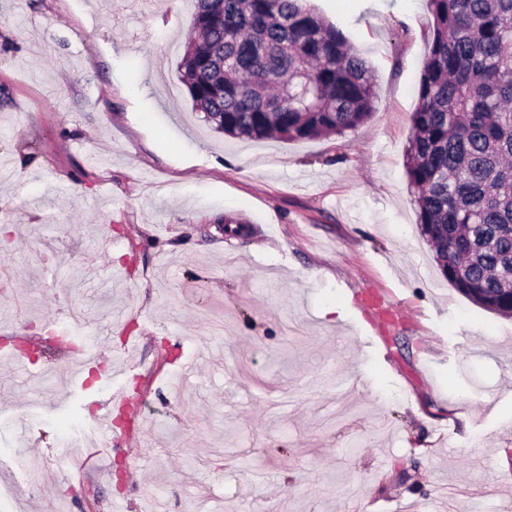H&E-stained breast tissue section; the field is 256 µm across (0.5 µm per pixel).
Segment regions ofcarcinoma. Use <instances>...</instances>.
Listing matches in <instances>:
<instances>
[{
    "mask_svg": "<svg viewBox=\"0 0 512 512\" xmlns=\"http://www.w3.org/2000/svg\"><path fill=\"white\" fill-rule=\"evenodd\" d=\"M433 38L406 173L448 284L512 317V0H428ZM181 80L231 138L310 140L370 120L367 61L301 0H196Z\"/></svg>",
    "mask_w": 512,
    "mask_h": 512,
    "instance_id": "1",
    "label": "carcinoma"
}]
</instances>
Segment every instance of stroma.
<instances>
[{
  "label": "stroma",
  "instance_id": "1",
  "mask_svg": "<svg viewBox=\"0 0 512 512\" xmlns=\"http://www.w3.org/2000/svg\"><path fill=\"white\" fill-rule=\"evenodd\" d=\"M307 6L375 114L284 141L193 109V0H0V337L29 366L0 363V512H442L446 485L512 512V318L443 278L406 175L428 0Z\"/></svg>",
  "mask_w": 512,
  "mask_h": 512
}]
</instances>
